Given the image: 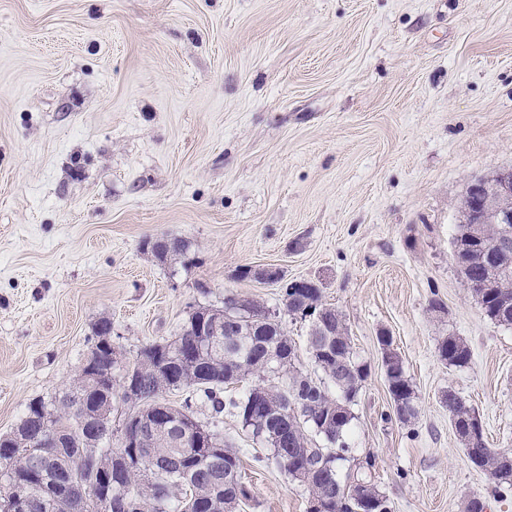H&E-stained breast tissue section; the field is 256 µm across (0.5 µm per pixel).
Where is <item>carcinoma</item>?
<instances>
[{
	"label": "carcinoma",
	"mask_w": 512,
	"mask_h": 512,
	"mask_svg": "<svg viewBox=\"0 0 512 512\" xmlns=\"http://www.w3.org/2000/svg\"><path fill=\"white\" fill-rule=\"evenodd\" d=\"M481 238L483 249L474 248L471 239ZM161 264H174L188 257L189 244L181 238H160L146 242ZM453 246L465 259L464 282L471 285V296L481 305L485 315L499 325L512 326V244H502V228L498 224H459ZM494 278V287L480 284ZM282 304L288 314L309 319V353L317 380L299 366L296 345L285 334L282 324L266 321L267 309L254 301H230L220 309L224 325L233 331L221 336H193V324L202 311L189 314L177 351L194 352L172 371L155 362L137 361L121 365L116 351L103 359V367L122 371L145 383L149 395L183 389L187 395L182 405L170 407L175 417H194L193 405L201 396L217 413L229 409L244 424L242 410L258 392L269 396L271 429L263 430L259 422L243 429L252 444L269 450L266 460L297 480L305 474L302 485L308 491L306 512H390L387 499L370 476L358 469L345 467L351 448L347 441L355 405L367 366L354 355L351 336L344 317L336 307L322 301L320 287L311 286L292 291L288 283L281 286ZM441 361L449 366L465 367L471 362L469 347L458 337L444 338L438 347ZM279 366V385L266 383V368ZM388 393L402 401L396 417L409 423L417 417L415 391L411 378L402 370L400 358L385 360ZM240 372L241 378L257 379L241 397L223 400L226 375ZM94 382L80 380L75 387L59 392L51 400L37 401L40 419H22L29 441L11 442L0 453V512H9L13 497L21 494L36 507L32 512H234L246 491L241 482V459L238 452L224 447V439L208 430L219 453L207 448H193L189 456L191 475L177 476L154 463L141 466L135 473L115 480L113 503L105 505L93 485V458L112 452V417L125 416L129 407L112 405L111 413L100 417L94 444L79 447L66 439L74 419V407L93 399ZM442 403L454 428L464 433L480 421L467 400L450 389L442 395ZM153 451L162 456L182 453L172 443L171 432L160 429L151 437ZM468 461L491 473L495 480L493 496L502 499L512 490V466L500 463L499 454L487 446L484 436L464 444ZM59 481L83 485L76 500L55 501L44 496V486Z\"/></svg>",
	"instance_id": "cac0c4a2"
}]
</instances>
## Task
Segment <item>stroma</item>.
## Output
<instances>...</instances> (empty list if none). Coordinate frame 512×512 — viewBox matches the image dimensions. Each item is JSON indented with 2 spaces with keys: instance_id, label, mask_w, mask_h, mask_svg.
Masks as SVG:
<instances>
[{
  "instance_id": "35a3bbf8",
  "label": "stroma",
  "mask_w": 512,
  "mask_h": 512,
  "mask_svg": "<svg viewBox=\"0 0 512 512\" xmlns=\"http://www.w3.org/2000/svg\"><path fill=\"white\" fill-rule=\"evenodd\" d=\"M512 169V0H0V436L76 379L93 327L135 363L225 297L277 312L310 367L308 323L279 269L319 284L368 376L351 462L391 512H512L465 457L444 391L512 451V327L452 257L473 177ZM180 237L187 264L144 243ZM442 310H434L433 302ZM413 382L395 419L380 334ZM462 338L468 367L438 358ZM217 419L248 497L306 512L308 493Z\"/></svg>"
}]
</instances>
